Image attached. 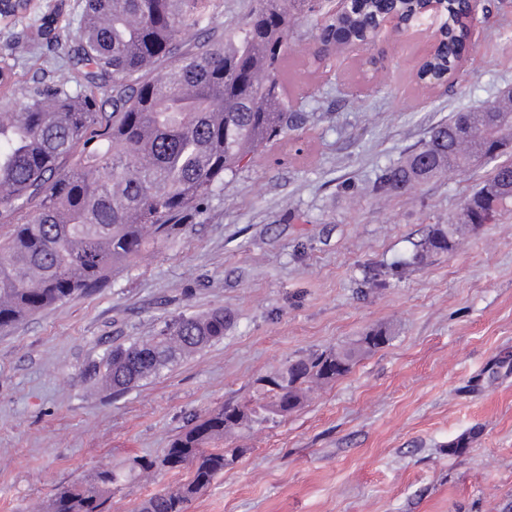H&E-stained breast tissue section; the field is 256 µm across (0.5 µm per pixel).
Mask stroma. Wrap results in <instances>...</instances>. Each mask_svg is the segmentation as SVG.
Returning <instances> with one entry per match:
<instances>
[{"instance_id": "obj_1", "label": "stroma", "mask_w": 512, "mask_h": 512, "mask_svg": "<svg viewBox=\"0 0 512 512\" xmlns=\"http://www.w3.org/2000/svg\"><path fill=\"white\" fill-rule=\"evenodd\" d=\"M54 12L74 21L78 0H34L22 22L0 23V45H34ZM320 18L293 29L284 100L297 128L105 287L0 334V512H33L102 467L157 455L188 417L377 327L389 344L297 412L229 439L246 454L187 512H512V204L414 265L485 168L383 201L364 192L433 126L512 88V0H489L480 40L435 89L416 78L428 34L318 59ZM217 307L231 316L223 340L122 395L103 385L111 344ZM185 477L127 478L105 512H137Z\"/></svg>"}]
</instances>
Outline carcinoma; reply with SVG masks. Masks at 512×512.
I'll list each match as a JSON object with an SVG mask.
<instances>
[{
    "instance_id": "carcinoma-1",
    "label": "carcinoma",
    "mask_w": 512,
    "mask_h": 512,
    "mask_svg": "<svg viewBox=\"0 0 512 512\" xmlns=\"http://www.w3.org/2000/svg\"><path fill=\"white\" fill-rule=\"evenodd\" d=\"M83 0L76 28L46 15L40 44L85 68L17 87L19 44L0 47V223L14 225L0 241V333L79 293L104 287L112 270L151 241L164 240L264 144L294 126L282 99L281 63L296 10L312 0H255L246 28L197 38L219 0ZM296 4L293 9L290 4ZM481 0H446L448 45L434 65L455 71L462 19ZM390 0H355L351 14L331 16L316 40L357 38ZM159 77L147 78L159 62ZM466 124L470 139L458 128ZM512 137V95L489 112H457L434 127L400 164L386 168L368 193L397 196L415 184L491 166L487 181L455 213L448 231L428 236L412 260L452 250L467 227L485 224L512 201V160L487 155L485 145ZM224 309L181 315L155 335L106 354L104 384L119 395L159 376L179 359L224 339ZM391 340L378 328L349 346L291 360L260 380V397L227 401L187 419L156 457L134 458L129 474L188 469L172 489L144 500L138 512H186L188 503L246 452L223 448L224 437L288 416L310 391L347 374L357 359ZM121 476L110 467L60 489L46 512H104Z\"/></svg>"
}]
</instances>
